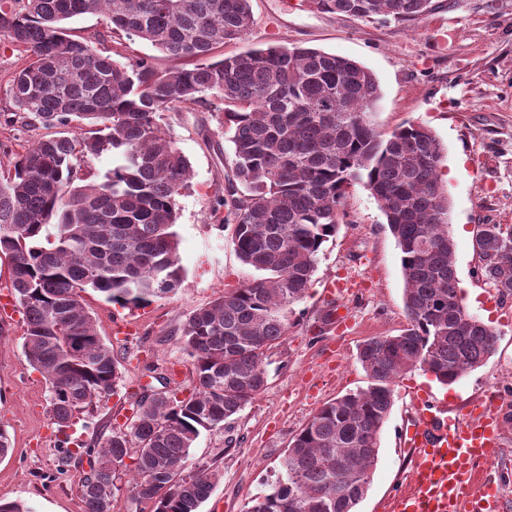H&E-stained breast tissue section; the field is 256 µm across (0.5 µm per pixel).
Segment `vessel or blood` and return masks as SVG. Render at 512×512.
Segmentation results:
<instances>
[{"label": "vessel or blood", "instance_id": "obj_1", "mask_svg": "<svg viewBox=\"0 0 512 512\" xmlns=\"http://www.w3.org/2000/svg\"><path fill=\"white\" fill-rule=\"evenodd\" d=\"M501 436L492 399L453 415L433 398H418L402 430L405 446L417 451L414 489L394 491L389 512H500L502 485L480 469L498 458Z\"/></svg>", "mask_w": 512, "mask_h": 512}]
</instances>
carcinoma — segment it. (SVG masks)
I'll return each mask as SVG.
<instances>
[{
  "mask_svg": "<svg viewBox=\"0 0 512 512\" xmlns=\"http://www.w3.org/2000/svg\"><path fill=\"white\" fill-rule=\"evenodd\" d=\"M309 2L332 14L398 21L431 8V0ZM86 14L191 66L123 63L72 38L64 21ZM251 25L250 0H0V35L25 56L9 79L10 96L49 130L0 175V256L26 318L23 354L47 385L53 424L67 428L93 412L120 380L84 294L91 289L125 309L181 284L173 227L191 170L162 131L163 112L199 103L220 113L235 160L215 211L234 225L241 262L263 273L195 310L180 329L195 377L188 396L145 394L126 428L78 444L93 457L79 478L85 512H112L124 488L151 512H199L219 472L193 461L191 448L266 388L267 353L287 335L354 183L376 199L400 251L409 325L363 342L358 360L369 386L325 403L297 431L280 477L248 512H356L396 380L420 369L449 385L496 350L495 330L458 297L435 134L414 122L382 134L373 121L376 78L343 56L271 45L209 61ZM74 123L76 132H60ZM104 154L115 157L112 168L76 184L81 163ZM49 225L55 238L45 243ZM473 247L480 277L512 295V226L477 225Z\"/></svg>",
  "mask_w": 512,
  "mask_h": 512,
  "instance_id": "1",
  "label": "carcinoma"
}]
</instances>
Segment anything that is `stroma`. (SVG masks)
<instances>
[{
	"instance_id": "35a3bbf8",
	"label": "stroma",
	"mask_w": 512,
	"mask_h": 512,
	"mask_svg": "<svg viewBox=\"0 0 512 512\" xmlns=\"http://www.w3.org/2000/svg\"><path fill=\"white\" fill-rule=\"evenodd\" d=\"M435 2L436 10L403 22L336 16L316 11L308 0H250L249 31L218 52L223 58L275 44L302 45L355 60L379 83L374 122L381 132L421 123L445 149L439 174L451 203L448 230L458 291L466 310L497 331V347L453 384H440L420 370L396 381L378 461L357 512H385L392 490L409 478L415 459L400 429L415 411L416 390L431 391L454 413L494 392L498 410L512 413V295L501 296L477 276L473 248L477 225H512V0ZM66 26L73 38L101 49L122 48L130 60L142 58L162 70L174 66L144 40L108 35L99 17L73 18ZM22 64L9 39L0 37L1 168L44 134L10 102L5 78ZM161 127L192 168L191 186L177 199L174 226L183 277L174 294L144 308L121 309L101 293L86 294L97 329L120 363L115 393L67 433L58 432L48 413L46 384L22 351V311L0 324V423L12 444L0 458V500L25 504L31 512H85L77 480L89 471L90 458L76 453L77 443L109 434L112 416L130 418L134 396L159 390L158 375L173 374L180 395H188L193 375L179 344L182 324L218 294L258 276L240 261L232 225L213 209L233 160L217 117L204 106L184 104L163 113ZM344 209L346 218L323 243L311 288L291 316L287 335L268 353L266 389L223 429L202 432L195 443L194 460L212 463L220 473L200 512H247L275 481L293 435L317 410L368 386L359 345L408 326L400 252L378 202L357 184L348 188ZM329 281L350 288L343 298L347 323L322 322ZM117 320L132 324L135 334L114 336Z\"/></svg>"
}]
</instances>
